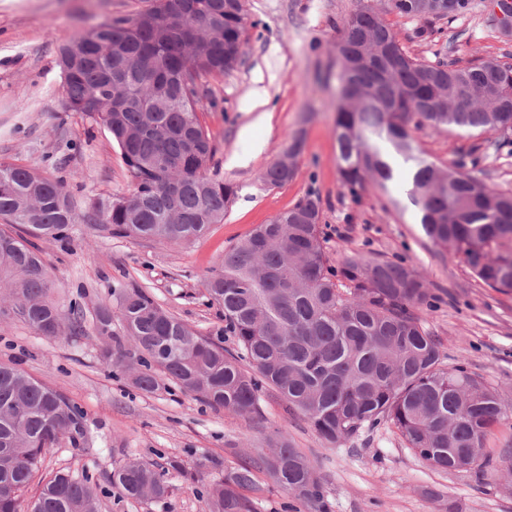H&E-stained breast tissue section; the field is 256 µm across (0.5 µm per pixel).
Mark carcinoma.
<instances>
[{
    "label": "carcinoma",
    "instance_id": "obj_1",
    "mask_svg": "<svg viewBox=\"0 0 512 512\" xmlns=\"http://www.w3.org/2000/svg\"><path fill=\"white\" fill-rule=\"evenodd\" d=\"M471 0H382L343 23L336 43L335 132L341 185L358 194L410 182L408 198L426 236L451 250L475 278L512 291V193L486 185L461 164L442 166L415 146L411 130L512 132V64L429 60L410 55L385 22L396 11L425 23L453 19ZM244 0H150L131 18L74 34L58 50L64 111L102 126L133 174L128 196L90 203L84 212L64 179L0 163V220L22 233L0 232V289L17 318L44 336L81 335L83 316L50 299L53 280L35 240L66 241L82 218L115 237L186 245L224 223L235 190L208 163L212 136L195 108L208 79L240 62ZM303 138L260 175L283 186L296 175ZM319 195L310 192L224 251L205 290L224 312L226 349L159 305L142 287L114 289V313L99 306L93 331L103 358L125 368L152 393L161 378L215 408L238 415L259 410L260 393L276 392L327 444L339 445L364 425L388 422L417 456L448 471L480 470L495 426L512 408L500 393L458 364H443L441 346L418 311L428 303L423 281L387 258L332 264L320 232ZM88 441L81 411L62 394L13 364L0 363V512H99L88 480L59 471L24 501L20 492L61 442ZM270 451L242 463L209 487L207 512H252L242 491L266 470L307 512H331L312 463L278 434ZM127 497H166L163 474L140 459L113 471Z\"/></svg>",
    "mask_w": 512,
    "mask_h": 512
}]
</instances>
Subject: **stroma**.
Segmentation results:
<instances>
[{
	"instance_id": "obj_1",
	"label": "stroma",
	"mask_w": 512,
	"mask_h": 512,
	"mask_svg": "<svg viewBox=\"0 0 512 512\" xmlns=\"http://www.w3.org/2000/svg\"><path fill=\"white\" fill-rule=\"evenodd\" d=\"M375 2L246 0L241 62L209 79L210 93L199 112L216 146L210 169L235 189L223 223L183 246L136 242L92 224H74L68 241L40 244L59 307L79 305L89 324L100 304L114 303V288L134 282L200 334L231 346L220 307L206 298L205 277L231 245L314 190L323 202L321 231L331 260L384 257L413 269L430 295L419 315L439 340L445 365L465 362L512 404V292L489 288L449 250L435 246L401 191L387 194L369 183L353 195L341 185L334 131L336 41L343 19L360 4ZM471 4L464 15L435 22L429 40L416 37L418 21L394 13L386 20L410 54L428 58L440 46L451 60L512 63V32L502 30L488 0ZM148 5V0H0V161L58 173L81 202L132 191L133 178L109 133L64 111L57 53L76 32L134 16ZM295 133L304 140L295 178L267 186L260 173ZM412 136L429 160L471 166L488 185L512 191V134L469 136L422 125ZM0 362L19 364L82 410L90 430L87 446L50 448L39 478L48 480L60 470L87 478L98 493L100 512H205L210 484L257 458L264 437L278 432L314 465L332 512H440L425 495L429 488L458 501L463 512H512V493L495 484L491 470L434 469L387 423L332 447L305 420L289 415L272 391L262 393L259 412L248 417L213 409L170 385L142 392L105 363L90 330L49 337L19 320H2ZM129 458L163 472L168 495L149 501L122 496L109 476ZM246 495L254 512L300 510L261 470Z\"/></svg>"
}]
</instances>
